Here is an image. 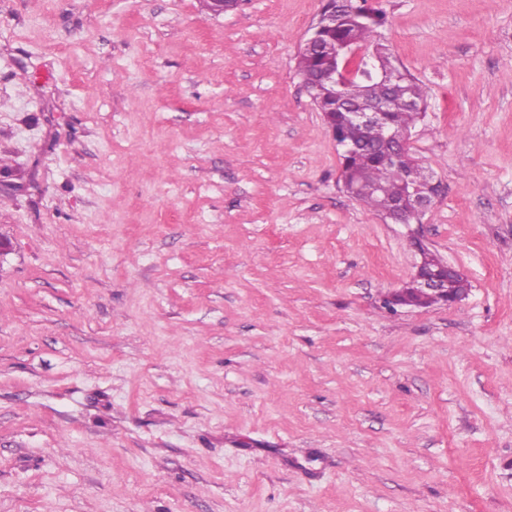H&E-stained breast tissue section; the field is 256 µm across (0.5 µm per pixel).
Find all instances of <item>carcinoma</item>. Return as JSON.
Wrapping results in <instances>:
<instances>
[{
    "mask_svg": "<svg viewBox=\"0 0 512 512\" xmlns=\"http://www.w3.org/2000/svg\"><path fill=\"white\" fill-rule=\"evenodd\" d=\"M385 25L384 11L369 3V0H349L346 12L339 18L336 30L323 27L319 35L324 41L320 55L299 54L297 69L303 86L316 109L334 115L332 127L336 141L352 137L349 125L348 106L367 99H381L390 94L388 86L380 81L377 68L394 66L390 49L382 39L381 29ZM353 44L367 50L368 56L356 63V75L346 85L328 82L310 84L307 75L322 69L336 60V46ZM398 92L410 104H399L386 112L382 122L363 128L359 140L363 144L348 155L342 156L341 178L345 181L346 192L365 206L375 210H390L395 199L403 196L410 170L416 166L413 156L392 159L384 151V137L387 130L411 131L422 120L427 110V94L423 86L409 71H404ZM379 186L380 192H371ZM403 306H430L437 300L409 283L405 292L398 297Z\"/></svg>",
    "mask_w": 512,
    "mask_h": 512,
    "instance_id": "cac0c4a2",
    "label": "carcinoma"
}]
</instances>
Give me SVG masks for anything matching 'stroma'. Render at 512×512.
<instances>
[{
	"label": "stroma",
	"mask_w": 512,
	"mask_h": 512,
	"mask_svg": "<svg viewBox=\"0 0 512 512\" xmlns=\"http://www.w3.org/2000/svg\"><path fill=\"white\" fill-rule=\"evenodd\" d=\"M443 185L351 198L321 0H0V512H512V0H379ZM422 239L460 302L389 310Z\"/></svg>",
	"instance_id": "obj_1"
}]
</instances>
